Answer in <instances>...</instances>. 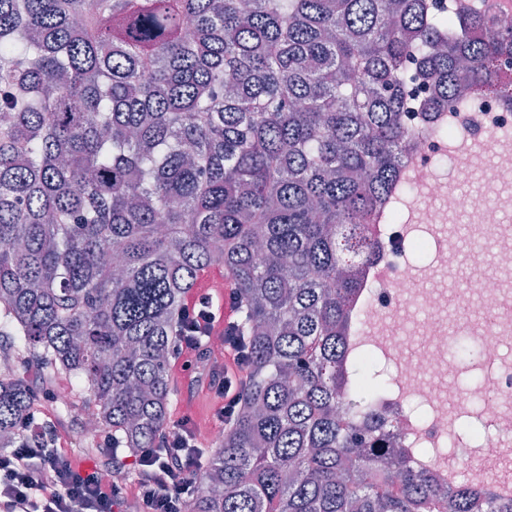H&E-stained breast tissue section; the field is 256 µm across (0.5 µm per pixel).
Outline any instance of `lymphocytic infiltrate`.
<instances>
[{"instance_id":"1","label":"lymphocytic infiltrate","mask_w":512,"mask_h":512,"mask_svg":"<svg viewBox=\"0 0 512 512\" xmlns=\"http://www.w3.org/2000/svg\"><path fill=\"white\" fill-rule=\"evenodd\" d=\"M216 310L210 293L183 305L168 366L187 369L189 388H204L218 400L213 416L229 424L244 403L246 353L234 326L223 330L222 372L208 370ZM87 463L56 448L54 437L23 438L0 451V512H117L121 486L104 481L103 472L133 468L137 512H188L196 491L194 475L203 463L198 428L185 416L163 432L161 445L141 449L130 460L112 452L111 441L87 449Z\"/></svg>"}]
</instances>
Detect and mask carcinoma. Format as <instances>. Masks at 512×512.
I'll list each match as a JSON object with an SVG mask.
<instances>
[{"label": "carcinoma", "mask_w": 512, "mask_h": 512, "mask_svg": "<svg viewBox=\"0 0 512 512\" xmlns=\"http://www.w3.org/2000/svg\"><path fill=\"white\" fill-rule=\"evenodd\" d=\"M512 102V25L430 0H0V448L34 396L26 354L73 379L119 455L168 428L183 295L241 296L246 403L191 512H512L439 481L343 359L370 226L417 134L475 91Z\"/></svg>", "instance_id": "carcinoma-1"}]
</instances>
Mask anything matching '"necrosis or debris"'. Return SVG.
<instances>
[{
	"label": "necrosis or debris",
	"mask_w": 512,
	"mask_h": 512,
	"mask_svg": "<svg viewBox=\"0 0 512 512\" xmlns=\"http://www.w3.org/2000/svg\"><path fill=\"white\" fill-rule=\"evenodd\" d=\"M453 123L465 138L512 127V107L493 94H480L471 111L454 115ZM447 152V143L430 132H422L408 154L411 169L425 172L428 200L417 223L379 224L375 231L381 242L378 260L364 264L359 278L357 319L366 326L382 320L385 314L412 303H421L431 314L417 335L372 332L368 342L373 350L392 361L398 373V386L375 403L378 411L400 418L405 448L453 447L458 472H465L472 454L487 460L499 459L512 448V363L504 350L512 346V322L498 320L477 333L478 353L491 369L485 383L458 393L448 400L441 383L447 373L444 351L447 327L439 314L446 307L443 292L417 298L413 287L416 268L411 260L413 243L425 238L433 263L443 270L458 263L457 252L448 238L436 230L447 214L469 217L474 231L485 238L501 235L503 227L494 207L475 204L467 195L447 189L437 159ZM424 337L422 355H412L416 337Z\"/></svg>",
	"instance_id": "necrosis-or-debris-1"
}]
</instances>
